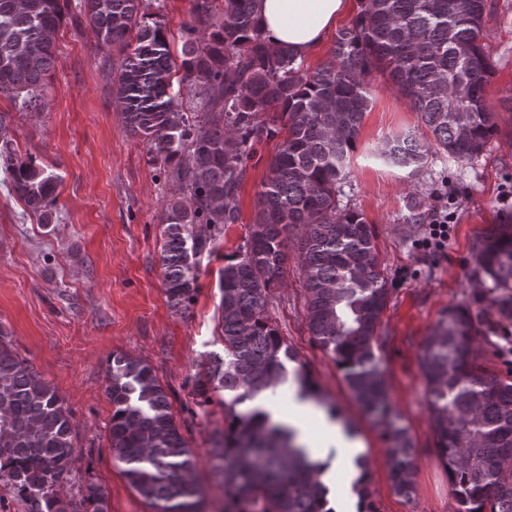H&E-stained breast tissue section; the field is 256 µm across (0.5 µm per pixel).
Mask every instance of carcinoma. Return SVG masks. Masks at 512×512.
<instances>
[{"instance_id":"cac0c4a2","label":"carcinoma","mask_w":512,"mask_h":512,"mask_svg":"<svg viewBox=\"0 0 512 512\" xmlns=\"http://www.w3.org/2000/svg\"><path fill=\"white\" fill-rule=\"evenodd\" d=\"M146 0H77L75 30L87 24L105 50L112 101L151 161L180 184L163 211L161 255L170 306L197 288V257L224 225L239 221L247 161L261 141L283 140L269 160L249 237L221 271L218 307L224 356L197 380L203 402L224 392V427L208 460L224 489L223 512H336L296 431L272 419L268 395L293 379L300 398L323 402L305 365L265 315L269 291L288 258V233L301 230L306 327L342 372L355 402L380 428L396 494L412 499L417 448L396 411L378 354L388 277L364 213L340 206L350 155L368 110L369 77L380 72L409 100L431 133L385 142L380 155L417 174L431 151L478 156L498 132L487 106L494 68L480 41L487 0H362L314 71L286 46L271 47L253 0H193L173 61L161 21L145 23ZM70 0H0V95L20 107L46 104L57 34ZM120 62H115L114 57ZM182 72L173 83L172 72ZM0 112L1 183L38 215L58 221V176L17 153ZM207 224L210 232L196 230ZM488 307H450L422 344L435 452L448 472L454 512H512V370L483 364L477 344L512 324V224L477 245ZM112 460L153 512H206L192 478L196 456L171 412L153 367L116 353L108 364ZM73 417L57 389L0 340V486L25 512H74L57 488L75 452ZM356 512H376L371 472L355 461Z\"/></svg>"}]
</instances>
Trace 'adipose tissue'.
Masks as SVG:
<instances>
[{
	"mask_svg": "<svg viewBox=\"0 0 512 512\" xmlns=\"http://www.w3.org/2000/svg\"><path fill=\"white\" fill-rule=\"evenodd\" d=\"M348 8L349 0H255L256 15L270 45L288 46L300 58L311 54L325 40ZM293 410L319 423V433L298 430L297 441L315 458L335 452L333 470L325 475L326 480H333L335 470L341 469L353 453V444L340 424L314 403L298 399Z\"/></svg>",
	"mask_w": 512,
	"mask_h": 512,
	"instance_id": "1",
	"label": "adipose tissue"
}]
</instances>
